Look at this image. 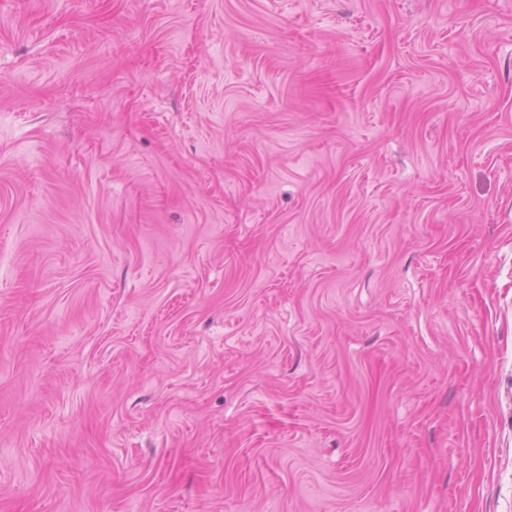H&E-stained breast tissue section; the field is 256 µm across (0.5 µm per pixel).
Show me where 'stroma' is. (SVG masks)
I'll use <instances>...</instances> for the list:
<instances>
[{
	"mask_svg": "<svg viewBox=\"0 0 512 512\" xmlns=\"http://www.w3.org/2000/svg\"><path fill=\"white\" fill-rule=\"evenodd\" d=\"M0 512H512V0H0Z\"/></svg>",
	"mask_w": 512,
	"mask_h": 512,
	"instance_id": "35a3bbf8",
	"label": "stroma"
}]
</instances>
